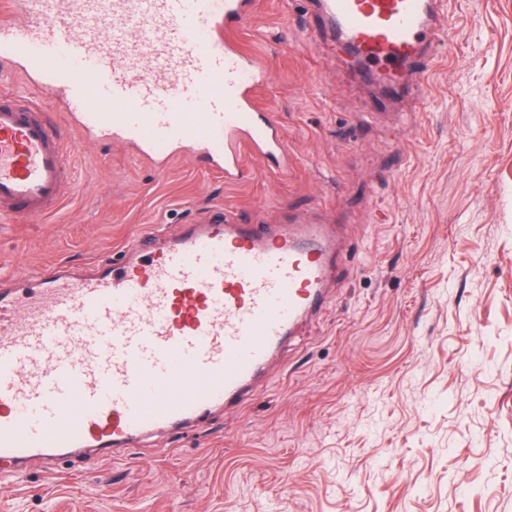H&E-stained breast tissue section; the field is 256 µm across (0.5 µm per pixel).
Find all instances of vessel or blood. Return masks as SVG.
I'll return each instance as SVG.
<instances>
[{
	"instance_id": "1",
	"label": "vessel or blood",
	"mask_w": 512,
	"mask_h": 512,
	"mask_svg": "<svg viewBox=\"0 0 512 512\" xmlns=\"http://www.w3.org/2000/svg\"><path fill=\"white\" fill-rule=\"evenodd\" d=\"M258 0H0V60L25 63L80 131L142 160L201 151L225 181L246 154L287 172L260 106L264 63L234 30ZM387 97L419 96L448 36L442 0H308ZM44 105L0 96V219L54 212L68 148ZM322 224H188L158 251L127 247L84 275L54 264L0 286V460L52 467L115 455L158 431L237 410L328 296Z\"/></svg>"
}]
</instances>
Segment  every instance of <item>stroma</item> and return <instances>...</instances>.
I'll return each instance as SVG.
<instances>
[{
	"label": "stroma",
	"instance_id": "35a3bbf8",
	"mask_svg": "<svg viewBox=\"0 0 512 512\" xmlns=\"http://www.w3.org/2000/svg\"><path fill=\"white\" fill-rule=\"evenodd\" d=\"M419 103L361 78L305 0L238 31L291 161L238 182L193 151L159 167L107 137L69 156L48 216L0 223V274L149 253L186 224L331 225L343 259L236 415L50 472L0 464V512H512V0H445ZM0 91L55 96L0 67ZM365 112L376 120L362 121Z\"/></svg>",
	"mask_w": 512,
	"mask_h": 512
}]
</instances>
